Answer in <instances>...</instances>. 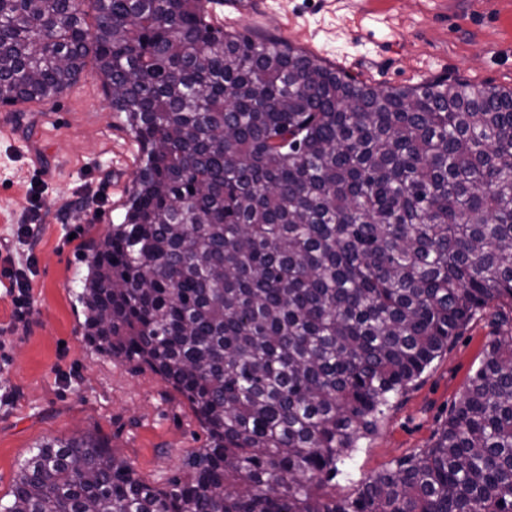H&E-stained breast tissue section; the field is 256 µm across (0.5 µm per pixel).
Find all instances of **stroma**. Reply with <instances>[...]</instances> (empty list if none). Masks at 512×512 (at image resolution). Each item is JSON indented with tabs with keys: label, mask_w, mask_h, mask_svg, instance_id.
<instances>
[{
	"label": "stroma",
	"mask_w": 512,
	"mask_h": 512,
	"mask_svg": "<svg viewBox=\"0 0 512 512\" xmlns=\"http://www.w3.org/2000/svg\"><path fill=\"white\" fill-rule=\"evenodd\" d=\"M206 10L214 25L286 39L379 87L461 79L512 88V0H208ZM138 157L91 70L48 100L0 104V271L35 259L25 317L0 282V498L49 440L92 437L159 487L207 443L171 385L82 336L77 294L92 245L122 221ZM23 224L39 235L26 239ZM505 315L491 305L476 316L362 441L331 493L353 495L430 443Z\"/></svg>",
	"instance_id": "obj_1"
}]
</instances>
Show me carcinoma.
I'll return each instance as SVG.
<instances>
[{
    "instance_id": "1",
    "label": "carcinoma",
    "mask_w": 512,
    "mask_h": 512,
    "mask_svg": "<svg viewBox=\"0 0 512 512\" xmlns=\"http://www.w3.org/2000/svg\"><path fill=\"white\" fill-rule=\"evenodd\" d=\"M202 2L0 0V104L90 57L140 147L83 335L208 434L163 487L92 439L44 442L0 512H512L509 318L427 447L328 492L477 313L512 311V89L373 86Z\"/></svg>"
}]
</instances>
